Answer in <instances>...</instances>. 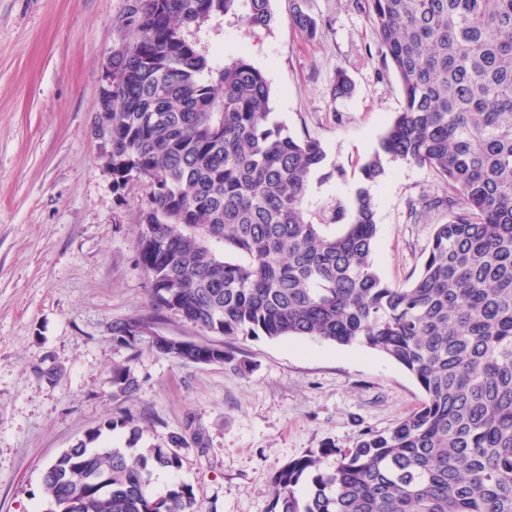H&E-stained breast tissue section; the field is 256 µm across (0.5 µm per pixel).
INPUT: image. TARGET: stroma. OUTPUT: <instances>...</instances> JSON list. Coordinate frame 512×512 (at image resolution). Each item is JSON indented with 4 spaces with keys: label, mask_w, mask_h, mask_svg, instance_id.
<instances>
[{
    "label": "stroma",
    "mask_w": 512,
    "mask_h": 512,
    "mask_svg": "<svg viewBox=\"0 0 512 512\" xmlns=\"http://www.w3.org/2000/svg\"><path fill=\"white\" fill-rule=\"evenodd\" d=\"M128 0H0V512H44L41 477L63 450L122 408L143 417L139 444L193 427L206 445L183 449L181 482L204 512H268L273 475L326 446L353 447L416 409L424 393L397 363L363 347L298 338L238 337L245 370L144 352L140 387L112 399L116 321L150 318L137 264L139 198L119 203L93 125L114 47L133 41L117 21ZM270 29L215 16L191 30L211 64L244 55L271 83L275 121L326 152L305 208L329 234L363 160L403 107L356 0H308L314 35L271 0ZM353 91L336 96L338 73ZM429 168L390 161L373 184L380 277L405 284L446 213L414 219L410 205L443 195Z\"/></svg>",
    "instance_id": "obj_1"
}]
</instances>
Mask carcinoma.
Instances as JSON below:
<instances>
[{"mask_svg": "<svg viewBox=\"0 0 512 512\" xmlns=\"http://www.w3.org/2000/svg\"><path fill=\"white\" fill-rule=\"evenodd\" d=\"M270 2L130 0L121 20L137 38L112 49V101L96 121L110 129L102 147L116 199L144 190L138 264L151 306L227 339L363 347L423 390L393 428L277 471L270 512H512V0H365L404 105L338 206L348 219L338 234L305 209L326 159L320 142L270 120V83L246 58L214 69L186 35L218 15L268 30ZM290 22L316 29L306 0H294ZM388 161L427 166L447 185L421 203L448 220L404 285L372 261L370 186ZM148 324L112 323V343L130 351L112 367L116 401L138 390L132 362L145 350L245 367L229 345L154 339ZM117 428L126 447H89ZM144 430L142 418L113 412L48 465L44 497L56 512H202L189 485L158 493L153 483L158 470L180 471V449L203 447V433L138 448ZM330 455L336 467L325 471Z\"/></svg>", "mask_w": 512, "mask_h": 512, "instance_id": "1", "label": "carcinoma"}]
</instances>
